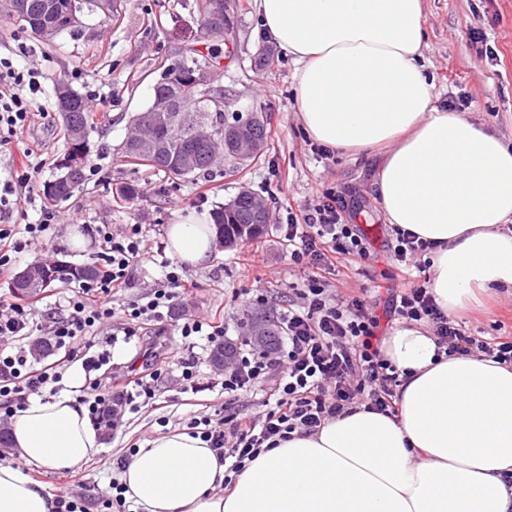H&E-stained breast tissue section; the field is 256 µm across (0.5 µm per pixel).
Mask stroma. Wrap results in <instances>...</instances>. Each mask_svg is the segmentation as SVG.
<instances>
[{"instance_id": "35a3bbf8", "label": "stroma", "mask_w": 512, "mask_h": 512, "mask_svg": "<svg viewBox=\"0 0 512 512\" xmlns=\"http://www.w3.org/2000/svg\"><path fill=\"white\" fill-rule=\"evenodd\" d=\"M198 3L121 0L119 15L113 20L87 12L80 26L39 40L0 13V54L22 56L24 64L41 69L48 78L47 92H54L57 83L65 81L82 94L98 88L112 95L111 111L89 138L91 172L86 185L71 199L56 204L59 218L53 241L21 259L20 267L57 259L77 265L96 261L98 228L106 226L117 233L127 224L145 226L148 244L159 262L169 256L165 229L177 215L212 210L244 189L265 200L271 215L259 239L240 242L232 249L217 247L207 267L185 268L197 289L178 300L175 318L168 322L164 336L152 342L143 336L113 349V362L124 365L136 357L139 348L152 346L150 362L162 371L155 405L141 407L122 426L102 432V448L78 469L76 478L58 471L31 470V477L51 494L64 492L81 499L85 512H101L100 503L110 496V483L131 444L143 445L157 433L223 416L225 396L214 386L211 363L200 364L195 391L185 388L176 368L163 366L166 355L181 344L176 320L186 313L220 308L228 337L248 338L251 319L275 316L295 299L306 281L298 268L289 265L280 245L281 226L289 214L316 202L329 189L353 201L354 221L368 235L369 254L356 265L350 257L338 256V264L349 266L350 272L330 280V294L382 301L396 273L388 250L393 227L386 221L375 189L378 158L356 160L323 150L304 131L293 100L296 63L275 49L272 65L255 64L262 49L273 44L257 15L255 0H224L233 17L226 38L234 55L220 68L209 70L205 80L209 86L224 89L237 106H254L266 113L270 137L264 156L236 172L231 160L218 161L202 182L208 188L203 201L197 197L202 184L198 180L174 183L124 161L121 147L133 116L151 101L160 61L175 48L201 39ZM424 30L422 63L434 83V105L464 113L512 146V0H424ZM46 106L26 142L53 161L65 151V131L54 101H47ZM125 182L139 186L138 198H118L115 189ZM80 206L86 209L82 223H71L70 212ZM75 233L89 240L86 250L71 248L69 238ZM158 262L136 271L138 286L129 291V299H139L160 284L163 271ZM259 287L267 291L262 303L254 299ZM454 318L478 336H512V288L494 289L483 308L456 312Z\"/></svg>"}]
</instances>
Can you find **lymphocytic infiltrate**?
<instances>
[{"mask_svg": "<svg viewBox=\"0 0 512 512\" xmlns=\"http://www.w3.org/2000/svg\"><path fill=\"white\" fill-rule=\"evenodd\" d=\"M43 74L12 58L0 56V145L19 140L28 132L38 112L44 111ZM45 158L28 162L26 172L0 182V278L11 277L21 254L51 239L57 213L42 206L35 214L19 210L23 189ZM281 245L291 264L307 276L303 305H289L278 317L279 334L271 349L240 353L221 369L225 394L238 397L251 392L271 368H278L274 405L254 417L236 412L205 421L200 437L227 462L228 472H241L259 449L271 448L296 431H314L341 417L353 405L396 415V367L384 356L377 334L381 321H414L430 325L438 346L447 352L472 353L497 364H512V341L467 332L437 304L430 288L416 285L392 289L383 315L358 298L336 299L327 294L325 275L334 271L339 255L365 258L368 249L357 225L343 223L334 191L321 193L316 204L302 208L282 227ZM100 277L75 286L65 299L63 313L47 312L35 321L32 310L0 297V426L33 396L54 395L62 389L68 365L80 363L91 373L110 365L118 340L138 336L142 326L165 333L180 295L190 283L177 263L166 262L165 281L150 294L115 309L117 296L135 287L133 272L148 262L141 225L132 224L122 234L99 230ZM430 241L396 230L390 256L399 277L425 272ZM178 331L185 349L172 363L187 386H194L199 359L196 349L215 350L224 345V319L184 318ZM47 343L54 362L34 357L25 341ZM159 371L137 373L118 391L98 382L83 386L80 401L94 426L111 429L126 414L138 411L156 397Z\"/></svg>", "mask_w": 512, "mask_h": 512, "instance_id": "lymphocytic-infiltrate-1", "label": "lymphocytic infiltrate"}]
</instances>
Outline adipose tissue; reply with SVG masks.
Here are the masks:
<instances>
[{"instance_id": "1", "label": "adipose tissue", "mask_w": 512, "mask_h": 512, "mask_svg": "<svg viewBox=\"0 0 512 512\" xmlns=\"http://www.w3.org/2000/svg\"><path fill=\"white\" fill-rule=\"evenodd\" d=\"M292 55L294 105L309 136L352 158L380 156L389 224L433 241L432 293L444 311L512 288V148L433 103L419 63L423 0H256ZM183 265L209 264L205 212L165 231ZM400 373L397 417L364 409L260 449L225 487V467L189 430L158 434L117 474L136 512H512V365L439 348L423 323L383 341ZM27 465L76 470L101 437L76 399L31 397L10 420ZM0 512H55L45 487L0 463Z\"/></svg>"}]
</instances>
